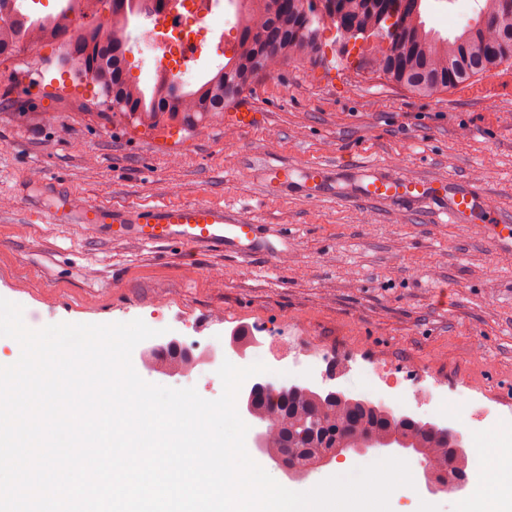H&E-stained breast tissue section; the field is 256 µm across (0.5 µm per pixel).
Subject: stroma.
Masks as SVG:
<instances>
[{
    "mask_svg": "<svg viewBox=\"0 0 512 512\" xmlns=\"http://www.w3.org/2000/svg\"><path fill=\"white\" fill-rule=\"evenodd\" d=\"M219 5L220 49L201 50L186 86L232 54L236 6ZM478 12L477 0L424 3L428 26L445 36ZM321 41L316 60L281 66L231 104L259 113L249 129L149 128L115 114L99 86L60 67L54 43L0 60V297L49 324L139 318L202 343L252 328L298 336L357 367L350 383H331L346 396L403 405L441 428L467 421L477 434H512V252L499 251L481 213L445 224L413 205L350 195L351 171L377 161L477 189L512 222V63L419 97L379 73V39L357 61L332 24ZM313 162L328 168L316 198L301 178ZM271 165L287 168L288 183L270 186ZM161 201L242 215L262 202L265 223L287 228L288 251L271 264L189 258L177 246L92 240L76 227L84 204L135 211ZM57 208L62 223L42 220ZM216 308L223 322H211ZM419 380L444 392L440 407L408 404ZM478 406L486 417L470 421ZM467 498L401 486L389 505L464 512Z\"/></svg>",
    "mask_w": 512,
    "mask_h": 512,
    "instance_id": "1",
    "label": "stroma"
}]
</instances>
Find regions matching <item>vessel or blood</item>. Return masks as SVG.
<instances>
[{
  "mask_svg": "<svg viewBox=\"0 0 512 512\" xmlns=\"http://www.w3.org/2000/svg\"><path fill=\"white\" fill-rule=\"evenodd\" d=\"M364 200H391L403 204L426 202L434 216L452 221L478 208V191L449 186L447 196L436 194L430 183L397 177L384 171L379 163L366 167V176L359 185ZM263 219L259 211L241 216L220 205L206 203L170 205L155 204L138 212L122 209H102L88 204L81 210V229L88 234L106 233L109 240L132 239L151 246L179 245L189 249L221 251L253 261L263 252L277 258L288 243L287 232L276 240L260 236Z\"/></svg>",
  "mask_w": 512,
  "mask_h": 512,
  "instance_id": "obj_1",
  "label": "vessel or blood"
}]
</instances>
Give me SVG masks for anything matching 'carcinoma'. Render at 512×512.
<instances>
[{"mask_svg": "<svg viewBox=\"0 0 512 512\" xmlns=\"http://www.w3.org/2000/svg\"><path fill=\"white\" fill-rule=\"evenodd\" d=\"M100 2L67 0L58 13L38 17L14 5L11 13L0 15V58L43 36L58 39L73 26L75 16L97 12ZM143 2L126 0L125 6L111 8L106 27L81 29L76 40L59 46V64L100 86L119 113L151 127L168 121L190 130L206 120L224 119V107L260 76L286 62L316 58L325 18L336 28L344 27L349 40L387 41L377 69L387 81L419 97L489 74L512 59V20L503 13L502 0H481L474 23L452 39L426 28L423 0H407L393 16L392 0H237V41L223 67L188 91L165 74L147 88L129 78L126 59L131 17L142 14ZM319 398L324 395L308 387L292 390L278 419L280 434L271 438L274 446H264L263 454L274 460L288 450L301 466L313 467L330 448L318 436H301L302 423L313 421L350 448L401 432L409 447L423 449L435 465L447 452L448 439L439 427H403L401 415L363 399L338 396L335 406L326 409L317 403Z\"/></svg>", "mask_w": 512, "mask_h": 512, "instance_id": "carcinoma-1", "label": "carcinoma"}]
</instances>
